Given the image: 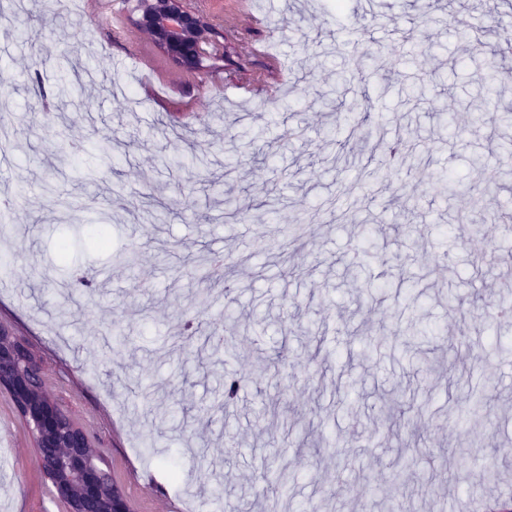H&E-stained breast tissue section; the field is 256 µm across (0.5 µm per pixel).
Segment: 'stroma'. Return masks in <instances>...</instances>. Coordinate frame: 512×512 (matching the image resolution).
I'll return each instance as SVG.
<instances>
[{"label":"stroma","instance_id":"obj_1","mask_svg":"<svg viewBox=\"0 0 512 512\" xmlns=\"http://www.w3.org/2000/svg\"><path fill=\"white\" fill-rule=\"evenodd\" d=\"M192 0L224 35L218 67L188 72L151 51L138 29L143 0H128L121 21L81 0H0L15 22L0 25V100L11 102V143L0 198L28 185L12 223L0 232V329L39 364L47 395L65 409L102 458L130 512H214L212 471L223 465L251 512L274 497L278 467L290 472L293 512H471L512 504V331L489 315V302L512 294V234L495 214H512L507 186L483 192L470 181V158L491 172L512 169V84L478 127L466 102L485 93L473 72V28L488 42L512 41V7L500 0ZM32 37L17 27L29 17ZM361 26L356 47L345 28ZM422 54L391 63L396 39ZM147 49L134 59L132 49ZM277 83H268L272 69ZM83 94L63 92L75 72ZM426 100L408 96L422 79ZM335 99L378 113L382 131L336 128ZM456 118L440 131L434 109ZM335 136H327L328 128ZM402 136L421 173L391 176L384 144ZM107 137L117 155L63 154L61 139ZM175 154L193 156L175 167ZM447 173L470 192L441 194ZM231 192L254 233L224 221ZM468 214L481 228L456 224ZM407 224L408 237L383 234ZM111 237L101 247V233ZM486 240L493 263L474 268ZM134 250L135 265L116 261ZM224 251L228 280L208 278L200 255ZM364 273L350 278L352 262ZM232 292H225V284ZM201 323L196 362L165 358L187 321ZM234 338L213 363L208 333ZM127 336L119 343L116 332ZM241 384L236 405L220 409L225 377ZM494 379L493 427L483 436L455 420ZM401 384L407 401L428 406L412 429L377 426L384 392ZM280 401L275 426L258 421ZM190 403L185 427L157 431L152 420ZM428 454L398 472L411 430ZM238 453L226 458L228 442ZM493 455L499 479L485 483L472 458ZM0 512H66L41 471L34 438L0 389Z\"/></svg>","mask_w":512,"mask_h":512}]
</instances>
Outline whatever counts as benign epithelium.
Wrapping results in <instances>:
<instances>
[{
  "instance_id": "benign-epithelium-1",
  "label": "benign epithelium",
  "mask_w": 512,
  "mask_h": 512,
  "mask_svg": "<svg viewBox=\"0 0 512 512\" xmlns=\"http://www.w3.org/2000/svg\"><path fill=\"white\" fill-rule=\"evenodd\" d=\"M137 25L174 66L195 71L214 45L209 18L187 0H144ZM0 388L6 389L36 440L41 469L68 512H129L86 434L43 393L39 367L28 350L0 331Z\"/></svg>"
}]
</instances>
